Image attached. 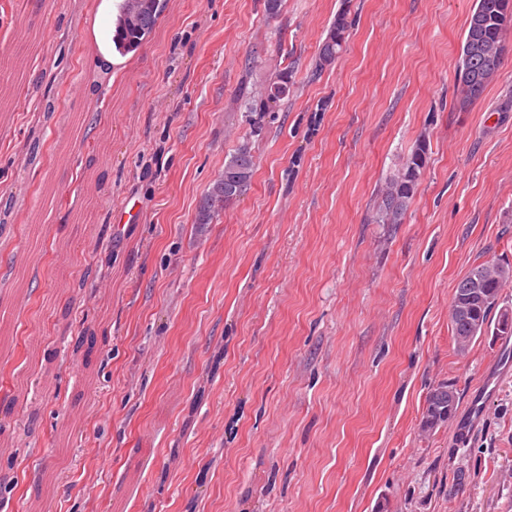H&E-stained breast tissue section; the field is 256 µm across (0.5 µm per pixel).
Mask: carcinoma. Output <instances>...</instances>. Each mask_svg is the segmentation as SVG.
<instances>
[{"mask_svg": "<svg viewBox=\"0 0 512 512\" xmlns=\"http://www.w3.org/2000/svg\"><path fill=\"white\" fill-rule=\"evenodd\" d=\"M503 0H475L468 19L462 45L472 46L476 53L469 58L459 57L455 67V89L459 107L466 109L480 100L488 85L497 77L504 59L512 49L506 44V34L512 30V9L502 8ZM162 12L161 0H142L137 15L130 14L128 4L119 9L112 43L116 50L127 54L138 50L148 36ZM350 7L343 4L336 13L329 31L319 45L314 60V69L321 72L335 63L344 51L351 22L348 20ZM292 83L286 72L275 78L243 88L241 103L247 117L254 112H275L288 102ZM426 144L417 145L411 155L390 174L379 186L377 200L367 217L370 224H401L417 193L421 177L427 166ZM255 169V156L250 142L241 144L236 152L224 163V172L240 174L238 192L226 191L224 179L217 180L204 196L199 223L208 224L217 214L216 207L223 206L245 193L251 184ZM473 277L484 280L486 299L474 310V319L485 328H494L501 335H512V322H504L500 314L497 324L490 322L493 310L502 298V288L512 280V266L486 261L473 266L461 278L456 287L462 288ZM445 384L431 388L425 397L424 416L434 418L448 405V394L441 392Z\"/></svg>", "mask_w": 512, "mask_h": 512, "instance_id": "carcinoma-1", "label": "carcinoma"}]
</instances>
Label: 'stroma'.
Returning <instances> with one entry per match:
<instances>
[{
	"label": "stroma",
	"mask_w": 512,
	"mask_h": 512,
	"mask_svg": "<svg viewBox=\"0 0 512 512\" xmlns=\"http://www.w3.org/2000/svg\"><path fill=\"white\" fill-rule=\"evenodd\" d=\"M341 3L164 0L108 56L101 0H0V512H512V335L461 353L449 321L512 264V54L459 111L475 0H352L315 71ZM281 71L248 190L198 223L239 88ZM422 140L404 223H368ZM348 3L349 1L344 3L336 13L325 39L318 47L314 60L315 71H323L334 64L346 47L351 27V22L348 20L350 13ZM448 386L453 388V390H454L455 403H454V407L452 408L451 412L453 414H455L457 404H458V398H459L458 393L453 385H449L447 383H442V384H438L437 386L431 388L428 391V393L425 397V411L423 413V418L425 416L435 418L437 413L441 414V410L443 409V407L446 406V408H448V393H442L440 391L441 388H443V387L448 388ZM432 408H434V411H432ZM446 416H447L446 411H442L441 419H446Z\"/></svg>",
	"instance_id": "obj_1"
}]
</instances>
